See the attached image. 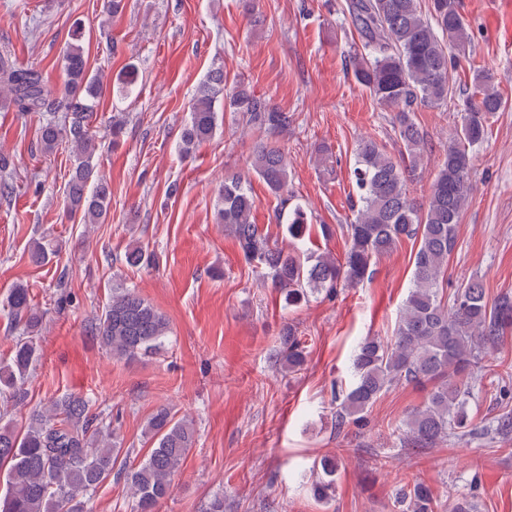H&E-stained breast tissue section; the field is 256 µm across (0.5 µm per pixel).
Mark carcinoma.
<instances>
[{
	"label": "carcinoma",
	"mask_w": 512,
	"mask_h": 512,
	"mask_svg": "<svg viewBox=\"0 0 512 512\" xmlns=\"http://www.w3.org/2000/svg\"><path fill=\"white\" fill-rule=\"evenodd\" d=\"M348 13L362 37V51L350 57L356 82L379 103L396 109L395 121L408 164L402 165L375 141H363L351 172L359 208L346 225L349 247L344 262L319 255L300 256L269 244L252 220L254 200L239 173L224 175L217 190V218L229 227L244 257L295 306L311 294L330 296L339 288H357L369 277L372 264L407 239L417 245L411 285L394 336L387 341L368 336L356 347L354 382L333 397L332 426L341 434L361 421L381 394L407 384L431 386L424 403L397 426L399 440L414 451L459 439L469 432L468 406L473 390L486 373L485 358L512 333V297L489 301L483 284L471 281L451 295L444 293L448 259L457 245V227L471 199L470 173L474 148L489 134V120L503 100L493 77L473 73V90L463 105L461 123L448 139L444 160L425 201L411 196L409 183L427 152V139L414 120L419 103L440 105L455 95L451 70L471 44L458 0H349ZM65 85L52 99L42 75L0 54V103L39 118V141L46 153L66 145L71 169L62 206L84 224L105 221L110 209L108 184L99 178L94 156L98 145L93 115L103 93L100 77L89 71L75 34L62 53ZM137 81L129 65L118 80L128 94ZM237 114L242 126L268 134L288 128L289 116L276 111L239 81L225 92L224 67L211 70L198 87L189 118L180 133L179 153L191 155L218 129L217 102ZM12 157L0 153V195L12 193L7 174ZM251 169L279 199L278 221L288 235L301 239L307 231L300 206L288 209V161L277 146L255 145ZM61 248L60 240L43 235L33 241L37 264ZM129 267L151 265L152 253L135 245L124 253ZM22 334L12 339L9 358L0 362V398L23 404L24 385L40 357L43 314L32 304L29 289L13 288L3 303ZM94 329L114 358L132 360L165 347L171 327L166 315L135 289L121 283ZM276 361L293 373L305 363V346L294 327L278 338ZM146 433L153 441L137 466L118 462L121 443L111 423L92 412L91 401L66 394L29 413L18 428L0 416V475L5 492L0 512H85L84 499L112 476L122 478L135 501L136 512H155L171 491L172 480L195 447L194 424L165 407L149 418ZM340 465L334 455L317 462L310 485L312 496L327 502L335 494ZM395 512H439L431 489L422 482L400 487Z\"/></svg>",
	"instance_id": "carcinoma-1"
}]
</instances>
